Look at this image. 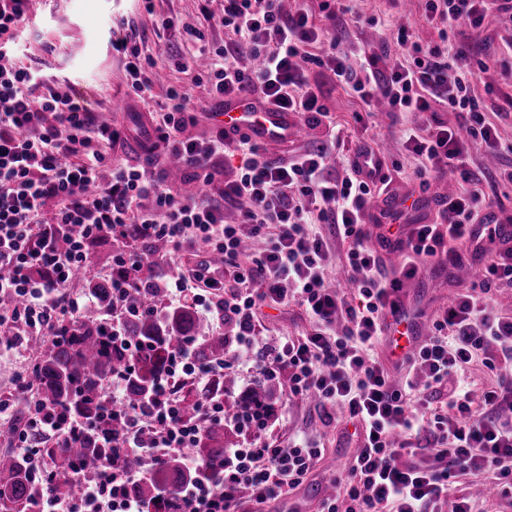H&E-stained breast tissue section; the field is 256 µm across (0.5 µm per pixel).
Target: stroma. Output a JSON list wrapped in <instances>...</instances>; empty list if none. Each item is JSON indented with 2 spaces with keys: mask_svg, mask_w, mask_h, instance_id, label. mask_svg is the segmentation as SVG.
I'll return each mask as SVG.
<instances>
[{
  "mask_svg": "<svg viewBox=\"0 0 512 512\" xmlns=\"http://www.w3.org/2000/svg\"><path fill=\"white\" fill-rule=\"evenodd\" d=\"M47 3L46 16H54L59 11L79 27L82 49L69 53L72 36L60 28L55 29L53 42L32 43L30 23L24 19L19 24L16 59L41 69L46 84L70 86L78 91L88 100L98 123H111L125 131L127 139L117 143L115 156L133 164L142 161L143 147L154 141L155 131L144 119L141 104L129 93L123 64L112 51V40L118 36L123 23L128 22L140 34L143 56L157 57L171 42L177 44L181 54H195L197 45L181 42L179 36L164 31L160 20L178 16L183 22L202 29L207 41L223 43V27L215 25L208 17L209 12L219 11L218 0H153L154 10L150 13L144 10L141 0H47ZM337 7L344 12L342 36L349 44L378 47L385 25L391 23L407 25L417 41L434 43L438 40L437 31L425 19L424 0H339ZM459 39L489 56L498 57L512 47V26L492 16L480 27L461 28ZM193 81L194 75L190 72H165L163 79L154 86L153 96L155 101H164L173 83L192 87L197 106L196 122L188 126L187 133L205 137L213 130L209 112L216 103L207 98L204 88L194 86ZM321 83L324 103L336 125L337 156H350L359 143L368 142L378 147L388 160L382 170L385 183L374 200V211L382 210L385 199L411 196L419 199L420 205L400 209V223L432 221L438 209L433 196L435 187L422 185L416 178L419 162L402 145L403 131L413 126V117L391 115L386 103L380 100L363 104L333 79L325 77ZM474 89L484 102L487 119L496 127L500 145L495 149L474 148L470 166L477 174L490 177L512 167V78L491 67L482 73ZM481 283L478 275L466 278L452 275L447 266L436 259L407 281L409 306L428 324L461 289ZM256 321L261 342L268 344L282 334L300 336L314 328L304 308L294 302L278 307H258ZM265 386L270 403L283 412L281 418L270 421L263 429L268 442L285 448L295 437L304 435L320 442L326 456L287 495L262 504L245 496L240 508L242 512H322L328 499L339 493L340 479L357 446L355 428L340 416L323 423L313 405L290 400L286 374L268 379Z\"/></svg>",
  "mask_w": 512,
  "mask_h": 512,
  "instance_id": "35a3bbf8",
  "label": "stroma"
}]
</instances>
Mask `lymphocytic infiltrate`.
<instances>
[{
	"mask_svg": "<svg viewBox=\"0 0 512 512\" xmlns=\"http://www.w3.org/2000/svg\"><path fill=\"white\" fill-rule=\"evenodd\" d=\"M28 0H0V298H14L13 307L0 312V345L22 346L26 337L55 338L74 322L91 301L90 290L72 291L79 271L87 267L90 242L121 238L132 241L165 239L170 255H177L191 239L209 244L220 255V266L202 264L197 277L209 290L198 293L195 279L172 278L165 284L167 305L196 300L195 309L215 324L234 322L227 357L247 381L287 372L291 397L311 400L319 408L344 413L360 432V444L344 483L346 509L336 502L325 512H440L454 480L466 472L483 475L504 495H512V420L499 411L512 408V318L499 313L486 288L512 286V255L486 251L484 287L457 294L416 353L401 360L406 374L394 382L388 370L371 356L385 336L387 312L398 311L394 298L404 280L413 278L430 258L447 256L450 241L470 243V227L482 219L493 202L470 167L473 146L497 147L495 127L473 84L488 67V59L472 45L457 40L460 27L480 26L491 15L512 22V0H426V16L439 41L414 40L407 26H399L398 50L392 66H381L373 53L353 64L354 49H342L340 22L332 0L310 9L296 0L293 11L281 0H224L215 21L228 33L221 44H209L204 32L177 17L161 19L163 30L199 42L205 67L195 75L210 99L246 94L279 110L304 116L312 126L328 118L320 84L314 75H333L337 83L364 103L386 99L392 111L426 113L437 105L457 112L455 127L429 125L405 131L404 146L415 154L421 180L449 177L458 188L442 201L433 222L400 224L392 235L406 249L400 274L386 275L365 217L375 198L382 161L367 143L329 176L334 155L327 146L296 155L288 162L268 161L253 136L241 134L240 162L234 179L225 182L222 202L173 194L140 165L110 162L102 143L121 139L117 128L102 127L90 136L92 113L88 102L73 93L47 87L38 105L29 93L40 76L33 67L13 62L18 26ZM135 28L114 39L112 49L123 60L127 85L143 102L164 70L188 71L179 55L141 57ZM193 95L182 85H170L162 106L163 121L150 153L180 156L195 180L211 183V161L224 152V132L205 140L185 137L194 122ZM239 203L237 222L224 220V202ZM334 227L346 242L348 280L355 301L327 285L328 245L313 232L316 224ZM80 226L69 237L71 226ZM69 237L66 248L57 245ZM262 240L263 248L249 262L240 256L246 239ZM154 263L126 250L112 259V305L103 319L113 340L122 342L126 362L113 372L105 411L121 424L119 433L99 437L107 456L94 473L69 471L80 492L70 498L40 495L33 512H236L240 490L257 502L281 496L299 485L319 462L323 451L306 439L290 448H275L261 434L251 447L228 448L220 468L200 462L190 450L216 424L237 430L266 426L274 410L269 404L245 402L235 413L224 408V393L215 386L223 362L204 363L195 356L196 338L178 341L154 392L145 402L128 401L127 381L144 352L142 342L128 336L132 316L128 299L148 284ZM230 285H222L221 276ZM298 301L317 328L303 336L282 337L255 361L259 330L256 306ZM480 360L493 385L473 395L466 384L449 386L453 374H466ZM188 382L199 390L196 413L186 416L178 386ZM96 422L92 416L61 418L33 412L15 444L32 466V478L52 485L57 465L42 457L40 440L71 447ZM424 437L433 460L415 463L414 438ZM172 457L182 458L192 477L175 495H161L146 506L131 492ZM133 459L136 469L125 466Z\"/></svg>",
	"mask_w": 512,
	"mask_h": 512,
	"instance_id": "f902f5d3",
	"label": "lymphocytic infiltrate"
}]
</instances>
